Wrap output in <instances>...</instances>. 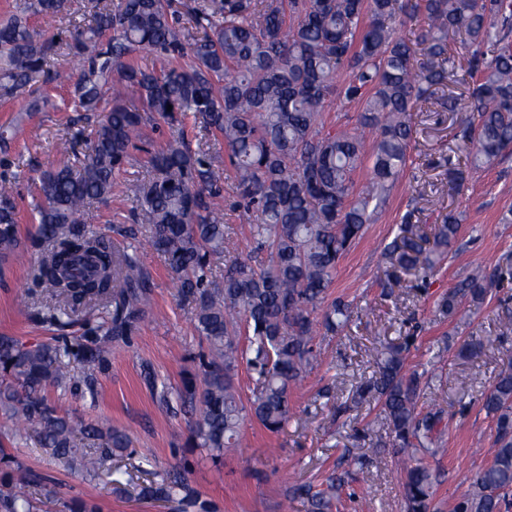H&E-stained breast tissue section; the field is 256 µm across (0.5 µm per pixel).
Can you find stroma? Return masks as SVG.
Returning a JSON list of instances; mask_svg holds the SVG:
<instances>
[{
  "instance_id": "35a3bbf8",
  "label": "stroma",
  "mask_w": 512,
  "mask_h": 512,
  "mask_svg": "<svg viewBox=\"0 0 512 512\" xmlns=\"http://www.w3.org/2000/svg\"><path fill=\"white\" fill-rule=\"evenodd\" d=\"M90 20L81 0H69L58 17L32 18L33 28L51 45L50 68H72L70 35ZM72 95V87L48 83L35 99L0 96V133L11 138L8 149L0 150V179L14 183L21 239L14 255L0 260V336L29 346L64 344L94 324L84 315L63 328L50 324L46 300L33 280L41 253L35 242L40 174L71 160L73 137L90 133L111 107L105 100L97 111L75 112L68 105ZM463 118V113L440 109L414 113L409 165L340 261L327 291V301L351 305L350 322L334 334L317 330L311 369L291 391L295 417L284 431L273 434L246 421L241 448L216 461L193 447L191 414L177 399L162 403L157 391L161 384L176 389L202 378L200 360L207 343L195 329L193 306L179 297L150 231L137 221L133 189H117L93 203L84 223L113 241H133L146 257L155 285L153 304L130 336L113 347L94 390L52 386L47 395L61 413L125 432L133 454L113 460L111 475L90 479L53 461L40 448L35 427L15 429L0 410V446L32 471L38 484L54 485L57 491L56 501L42 504V512H59L62 502L75 498L95 500L102 512H199L176 498L141 497L143 486L172 469L210 512H308L293 487L324 489L332 473L344 480L333 512H405L404 466L415 452L393 447L376 402H357L352 396L355 381L375 371L376 350L384 341L408 342V364L420 375L418 407L443 414L442 432L423 461L437 478L433 497L438 512H451L455 500L469 491L471 476L492 459L496 426L482 410L480 397L512 360V331L500 329L503 319L512 320V280L493 286L481 306L463 305L447 319L436 310L439 297L471 268L482 267L490 276L512 268V150L491 165L467 169L461 186L452 185L442 160L463 152L458 137ZM145 135L157 147L174 138L194 151L205 144L214 163L225 161L223 142L212 140L190 116L146 127ZM236 201L233 181L225 180V248L210 273L217 281L225 265L252 253L251 217ZM449 214L457 218L459 232L442 267L429 277L407 276L388 285L384 248L403 220L433 225ZM473 339L481 341V350L463 352Z\"/></svg>"
}]
</instances>
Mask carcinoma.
<instances>
[{"label": "carcinoma", "instance_id": "cac0c4a2", "mask_svg": "<svg viewBox=\"0 0 512 512\" xmlns=\"http://www.w3.org/2000/svg\"><path fill=\"white\" fill-rule=\"evenodd\" d=\"M65 0H24L0 21V88L23 94L39 81L71 82L64 70L45 71L46 47L28 15L55 16ZM188 15L190 26L180 22ZM422 18L414 39L396 32L403 15ZM296 22H288V16ZM95 26L70 44L81 76L77 106L93 112L105 96L112 108L94 130L88 153L46 171L38 206L45 255L38 267L53 319L70 318L91 304L100 321L87 338L63 345L27 347L0 336V406L24 425L38 428L41 447L55 460L87 476L104 471L112 456L129 447L117 429L79 422L59 413L45 393L74 384L66 360L77 363L86 382L112 357L145 315L153 293L149 267L137 249L119 246L81 223L91 203L127 184L132 152L149 155L152 177L137 186L136 209L154 245L178 281L179 295L194 305L195 328L207 342L202 381L177 390L194 415L192 443L214 457L239 447L246 418L278 433L293 417L290 389L310 365L314 318L324 303L340 260L370 222L392 182L407 167L412 110L419 102L467 112L462 138L472 149L447 159L461 171L493 163L512 146V0H119L94 12ZM108 32L107 41L100 39ZM471 50L468 68L456 61L448 38ZM152 64H138L139 53ZM191 56L188 67L180 64ZM451 80L475 82L469 98L436 99L434 87ZM136 90L141 112L125 107L118 88ZM360 104V126L376 134L370 178L354 191L353 173L364 161V143L344 130L324 129L322 112L333 97ZM172 109H167V106ZM193 114L228 148V165L245 207L256 209L249 263L224 270L220 284L208 280L211 261L224 253V224L215 201L224 198V171L208 154L193 153L178 139L154 149L146 124ZM458 225L415 231L402 224L386 251L395 269L425 275L448 254ZM19 248L11 186L0 182V255ZM494 279L477 271L437 302L444 317L463 302L482 303ZM349 319L333 304L323 325L331 333ZM245 321L240 327L239 321ZM249 332L239 348L241 331ZM402 344L383 349L378 373L355 396L381 406L401 448H427L442 423L439 413L418 410V376L407 369ZM244 362L254 374L253 399L245 404L232 383ZM481 408L496 422L492 460L473 479L472 491L452 512H501L512 489V361L481 394ZM105 440L80 448L74 436ZM35 477L19 464L0 480V512H34ZM185 489L173 474L143 488L168 499ZM300 491L310 512H330L329 493ZM433 478L417 462L407 467V512H430ZM61 512H101L94 501L73 499Z\"/></svg>", "mask_w": 512, "mask_h": 512}]
</instances>
